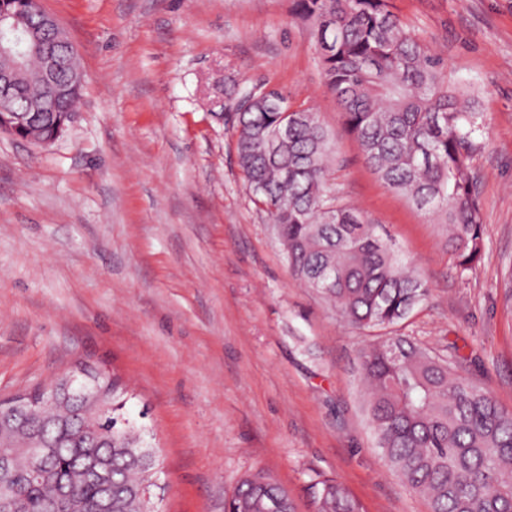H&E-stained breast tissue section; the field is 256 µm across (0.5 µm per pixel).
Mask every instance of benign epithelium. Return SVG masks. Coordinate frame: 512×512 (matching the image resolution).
Instances as JSON below:
<instances>
[{"instance_id":"obj_1","label":"benign epithelium","mask_w":512,"mask_h":512,"mask_svg":"<svg viewBox=\"0 0 512 512\" xmlns=\"http://www.w3.org/2000/svg\"><path fill=\"white\" fill-rule=\"evenodd\" d=\"M0 57L9 65L0 67V132L35 145L44 141L38 134L47 100L30 98L24 108L16 107L20 90L31 79L48 90L53 100H66L83 83V71L71 64V39L59 20L42 9L37 20L25 27L17 14L0 9Z\"/></svg>"}]
</instances>
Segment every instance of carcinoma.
Listing matches in <instances>:
<instances>
[{
	"label": "carcinoma",
	"instance_id": "cac0c4a2",
	"mask_svg": "<svg viewBox=\"0 0 512 512\" xmlns=\"http://www.w3.org/2000/svg\"><path fill=\"white\" fill-rule=\"evenodd\" d=\"M317 44L326 89L368 168L448 230L460 272L478 262L482 223L470 153L485 134L442 60L392 10L390 0H291ZM80 94L61 103L40 136L54 138ZM237 163L255 203L271 217L292 274L352 325L391 329L429 297L422 278L378 233L379 225L336 195L333 138L310 107L290 108L264 89H233L228 112ZM365 404L385 464L430 502L431 512H512V411L452 363L392 333L360 352ZM85 380L112 412L60 387L57 404L15 415L0 428V512H142L159 449L122 414L120 383L90 365ZM44 446L45 476L30 479L27 448ZM315 512H362L343 483L310 484ZM225 512H295L287 491L261 470L246 473Z\"/></svg>",
	"mask_w": 512,
	"mask_h": 512
}]
</instances>
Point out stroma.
Segmentation results:
<instances>
[{"instance_id":"35a3bbf8","label":"stroma","mask_w":512,"mask_h":512,"mask_svg":"<svg viewBox=\"0 0 512 512\" xmlns=\"http://www.w3.org/2000/svg\"><path fill=\"white\" fill-rule=\"evenodd\" d=\"M485 121L471 156L483 248L459 272L446 228L367 167L290 0H42L84 71L40 147L0 132V398L84 361L116 373L164 458L159 512H224L262 468L296 512L317 476L363 512H429L384 464L362 409L374 339L291 275L224 123L234 87H274L334 137L338 194L428 281L398 330L512 410V0H392Z\"/></svg>"}]
</instances>
